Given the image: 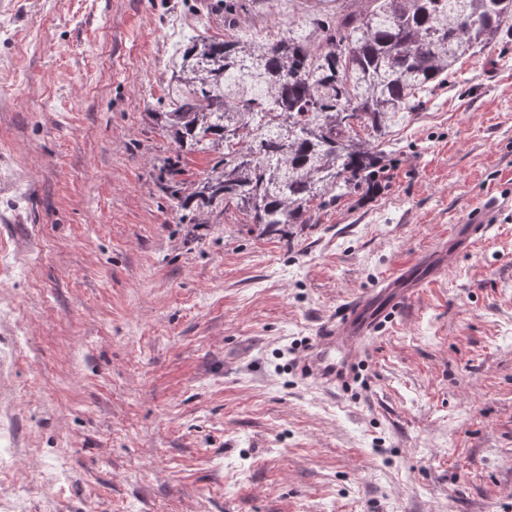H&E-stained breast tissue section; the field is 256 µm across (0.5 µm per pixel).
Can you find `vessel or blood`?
<instances>
[{"instance_id": "b4317fda", "label": "vessel or blood", "mask_w": 512, "mask_h": 512, "mask_svg": "<svg viewBox=\"0 0 512 512\" xmlns=\"http://www.w3.org/2000/svg\"><path fill=\"white\" fill-rule=\"evenodd\" d=\"M503 207L499 198L485 199L434 251L344 302L335 319L307 343L297 362L302 375L329 389L349 385L368 339L431 279L445 272L450 257L469 253L497 223Z\"/></svg>"}]
</instances>
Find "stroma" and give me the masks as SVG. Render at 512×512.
<instances>
[{"instance_id": "1", "label": "stroma", "mask_w": 512, "mask_h": 512, "mask_svg": "<svg viewBox=\"0 0 512 512\" xmlns=\"http://www.w3.org/2000/svg\"><path fill=\"white\" fill-rule=\"evenodd\" d=\"M206 0H0V512H512V207L336 391L294 361L338 306L512 198V41L392 113L378 192L282 235L187 219L153 113L223 37ZM336 0H243L306 38Z\"/></svg>"}]
</instances>
